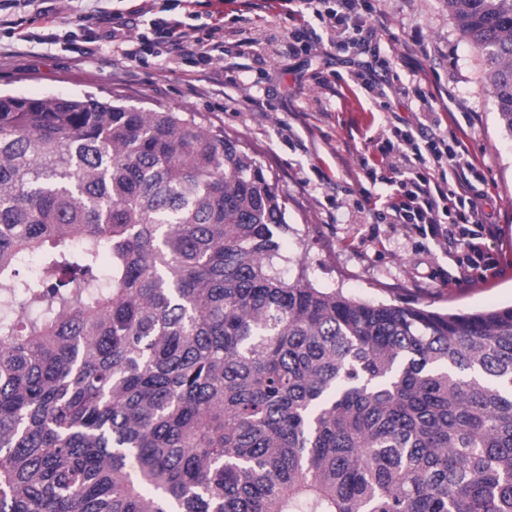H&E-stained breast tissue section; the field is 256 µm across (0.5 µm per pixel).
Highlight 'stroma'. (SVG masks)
Wrapping results in <instances>:
<instances>
[{"label": "stroma", "instance_id": "35a3bbf8", "mask_svg": "<svg viewBox=\"0 0 512 512\" xmlns=\"http://www.w3.org/2000/svg\"><path fill=\"white\" fill-rule=\"evenodd\" d=\"M378 22L365 46H331L289 53L283 41L295 26L279 0H212L224 16L226 47L237 33L282 44L265 56L229 54L208 73L188 71L153 52L130 62L110 43L83 52L74 19L96 27L100 13L127 12L130 0H57L65 22L52 44L24 42L45 24L40 0H0V91L21 97L121 96L144 109L193 112L223 128L261 163L287 205V254L297 240L307 249L310 279L365 301L473 311L512 305V136L487 92L481 57L458 30L447 0H371ZM372 68L380 85L370 92L353 80ZM421 86L435 101L442 126L455 132L465 160L482 172L478 189L489 199V232L481 241L496 275L464 270V248L401 224H364L354 209L370 191L378 209L396 199L393 187L369 185L360 156L371 139L393 126L415 124Z\"/></svg>", "mask_w": 512, "mask_h": 512}]
</instances>
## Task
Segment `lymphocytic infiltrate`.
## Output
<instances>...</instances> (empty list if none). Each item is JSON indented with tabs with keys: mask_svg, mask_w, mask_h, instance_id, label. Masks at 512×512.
<instances>
[{
	"mask_svg": "<svg viewBox=\"0 0 512 512\" xmlns=\"http://www.w3.org/2000/svg\"><path fill=\"white\" fill-rule=\"evenodd\" d=\"M174 6L184 9L185 20L155 16L148 20V28L130 39L122 34L126 21L121 17L111 20L113 34L122 40L115 48L123 58L137 60L147 48L154 47L179 57L182 63L207 71L213 61L223 59L224 18L209 14L208 33L200 37L189 20L195 17L198 0H172ZM298 16H310L320 22L340 26L346 37L338 42V49L357 48L355 34L375 23L374 16L359 14V0H293ZM454 132L442 129L440 121L419 131L396 130L394 139L375 142L389 167L393 181L402 195L392 203L388 213L361 207L365 223L375 224L389 219L393 224H410L422 233L443 236L444 219L459 225L462 244L471 253H478L476 239L485 230L481 219L486 203L474 182L480 174L464 162L457 150Z\"/></svg>",
	"mask_w": 512,
	"mask_h": 512,
	"instance_id": "f902f5d3",
	"label": "lymphocytic infiltrate"
}]
</instances>
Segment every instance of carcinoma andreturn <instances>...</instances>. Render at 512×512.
<instances>
[{
  "instance_id": "cac0c4a2",
  "label": "carcinoma",
  "mask_w": 512,
  "mask_h": 512,
  "mask_svg": "<svg viewBox=\"0 0 512 512\" xmlns=\"http://www.w3.org/2000/svg\"><path fill=\"white\" fill-rule=\"evenodd\" d=\"M447 2L512 135V0ZM290 230L193 112L0 96V512H512V306L319 288Z\"/></svg>"
}]
</instances>
